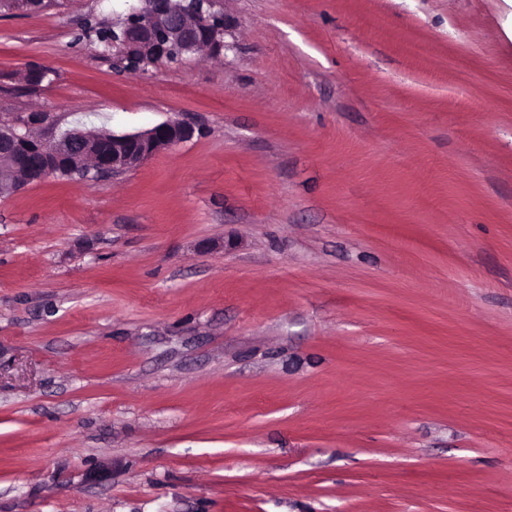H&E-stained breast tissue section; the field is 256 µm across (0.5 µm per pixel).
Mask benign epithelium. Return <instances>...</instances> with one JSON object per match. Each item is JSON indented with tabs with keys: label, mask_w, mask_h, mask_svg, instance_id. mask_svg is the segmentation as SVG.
I'll list each match as a JSON object with an SVG mask.
<instances>
[{
	"label": "benign epithelium",
	"mask_w": 512,
	"mask_h": 512,
	"mask_svg": "<svg viewBox=\"0 0 512 512\" xmlns=\"http://www.w3.org/2000/svg\"><path fill=\"white\" fill-rule=\"evenodd\" d=\"M112 21L117 63L139 71L162 60L177 62L206 49L221 55L226 21L218 0H138ZM195 128L169 120L134 133L69 130L46 139L0 125V197L73 169L117 175L194 136Z\"/></svg>",
	"instance_id": "1"
}]
</instances>
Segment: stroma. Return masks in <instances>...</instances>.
Here are the masks:
<instances>
[{"label":"stroma","mask_w":512,"mask_h":512,"mask_svg":"<svg viewBox=\"0 0 512 512\" xmlns=\"http://www.w3.org/2000/svg\"><path fill=\"white\" fill-rule=\"evenodd\" d=\"M130 6L0 10V124L196 129L0 198V512H512V0H222L133 74Z\"/></svg>","instance_id":"1"}]
</instances>
